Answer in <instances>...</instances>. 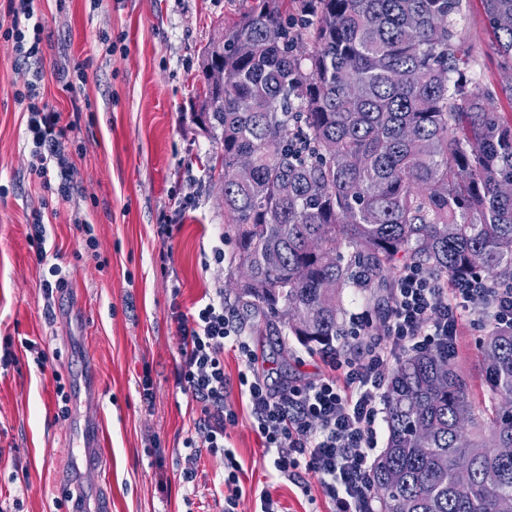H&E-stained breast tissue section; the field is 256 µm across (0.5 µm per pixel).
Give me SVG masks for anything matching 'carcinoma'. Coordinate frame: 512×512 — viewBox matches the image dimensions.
Instances as JSON below:
<instances>
[{
    "mask_svg": "<svg viewBox=\"0 0 512 512\" xmlns=\"http://www.w3.org/2000/svg\"><path fill=\"white\" fill-rule=\"evenodd\" d=\"M466 0H252L201 53L197 120L234 238L237 297L306 346L342 335L344 290L419 264L512 286V0H481L500 79L459 28ZM249 50L243 52L241 45ZM251 158L241 180L239 159ZM478 400L454 357L387 384L375 512H499L512 499V325L481 342Z\"/></svg>",
    "mask_w": 512,
    "mask_h": 512,
    "instance_id": "obj_1",
    "label": "carcinoma"
}]
</instances>
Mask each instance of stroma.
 Returning <instances> with one entry per match:
<instances>
[{
  "label": "stroma",
  "instance_id": "1",
  "mask_svg": "<svg viewBox=\"0 0 512 512\" xmlns=\"http://www.w3.org/2000/svg\"><path fill=\"white\" fill-rule=\"evenodd\" d=\"M245 0H42L43 79L40 96L62 122L74 123L67 151L76 170L69 199L51 196L26 169L31 145L27 116L14 101L29 73L0 43V512H66L57 476L82 468L74 432L59 414L57 384H82L84 360L96 368L106 455L89 478L87 501L108 493L112 512H224L222 457L202 454L194 484H184L183 442L197 418L191 398L175 388L181 337L173 309L189 312L204 293L223 289L234 302L239 276L221 240L224 206L207 171L220 152L194 122L201 50L238 18ZM85 64V80L64 89L62 68ZM46 229L47 258L38 263L29 240L34 213ZM177 227L171 237L157 226ZM93 227L98 250L86 246ZM226 261L216 264V247ZM67 273L65 290L46 297L48 267ZM346 313L368 311L379 332L389 294L345 291ZM251 329L257 369L272 386L306 383L325 368L287 326L255 329L260 317L240 312ZM484 319L467 322L458 358L473 389L481 387ZM46 355L38 368L26 342ZM150 367L152 405L138 378ZM245 368L224 352L227 399L238 405L230 443L243 467L246 494L239 512H253L254 493L269 489L281 512H330L324 498L309 502L300 487L269 477V459L241 407L238 375Z\"/></svg>",
  "mask_w": 512,
  "mask_h": 512
}]
</instances>
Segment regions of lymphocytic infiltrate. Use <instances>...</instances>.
Wrapping results in <instances>:
<instances>
[{
    "label": "lymphocytic infiltrate",
    "instance_id": "obj_1",
    "mask_svg": "<svg viewBox=\"0 0 512 512\" xmlns=\"http://www.w3.org/2000/svg\"><path fill=\"white\" fill-rule=\"evenodd\" d=\"M39 2L7 0L11 26L0 35L16 60L28 65L43 62ZM39 96L34 79L15 93L16 103L28 114L33 144L27 172L65 198L74 179L65 143L74 126L62 123L60 114L45 112ZM473 311L498 324H512V288L492 287L479 276L448 282L422 267H403L392 284L383 339L373 338L365 313L352 314L353 333L361 339L357 352L323 350L320 358L327 375L279 388L255 371L252 339L226 307L223 289L202 298L191 314L173 312L182 336L176 387L200 411L193 433L183 442L188 461L183 482L195 481L194 464L206 452L224 459L219 480L224 512H237L245 494L242 465L228 432L238 421L225 394L224 350L230 347L246 366L238 377L240 396L262 448L273 454L274 476L300 483L302 474H315L334 512H373L370 472L378 447L377 426L387 408V366L420 351L455 355L464 317Z\"/></svg>",
    "mask_w": 512,
    "mask_h": 512
}]
</instances>
